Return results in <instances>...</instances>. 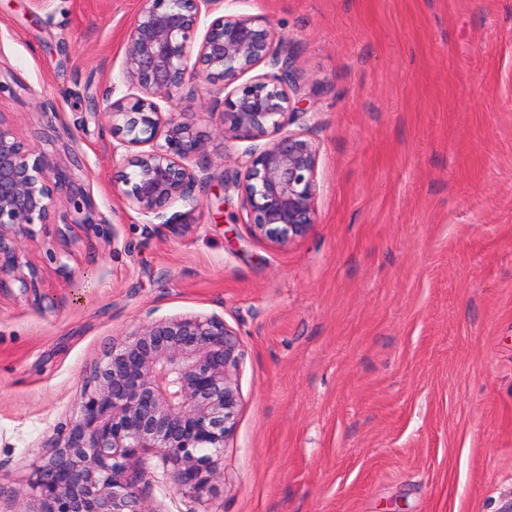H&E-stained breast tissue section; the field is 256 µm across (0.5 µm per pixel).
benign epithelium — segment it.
<instances>
[{
  "label": "benign epithelium",
  "instance_id": "benign-epithelium-1",
  "mask_svg": "<svg viewBox=\"0 0 512 512\" xmlns=\"http://www.w3.org/2000/svg\"><path fill=\"white\" fill-rule=\"evenodd\" d=\"M221 3L144 0L117 81L90 110L107 117L129 207L147 224H174L169 208L195 205L210 181L208 137L165 106L189 83L220 86L224 96L209 101L223 140L249 143L224 190L240 194L256 235L284 245L315 224L319 148L313 112L299 97L301 48L263 17L218 14ZM202 27L197 44L192 36ZM121 86L127 91L116 99ZM102 223L81 160L62 165L0 123V290L42 284L19 239L53 235L67 248L74 228ZM240 359L237 334L217 315L155 319L112 340L51 452L32 464L38 512H152L141 489L152 472L134 465L140 455L156 457L176 491L197 498L209 491L224 477Z\"/></svg>",
  "mask_w": 512,
  "mask_h": 512
}]
</instances>
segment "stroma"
<instances>
[{"mask_svg": "<svg viewBox=\"0 0 512 512\" xmlns=\"http://www.w3.org/2000/svg\"><path fill=\"white\" fill-rule=\"evenodd\" d=\"M142 0H0V119L80 157L113 230L23 243L40 292L0 291V512H38L48 455L93 365L141 323L217 314L238 335L224 478L153 512H501L512 500V0H228L302 49L316 222L280 246L212 139L181 224L122 194L88 109ZM66 273H59V265Z\"/></svg>", "mask_w": 512, "mask_h": 512, "instance_id": "obj_1", "label": "stroma"}]
</instances>
